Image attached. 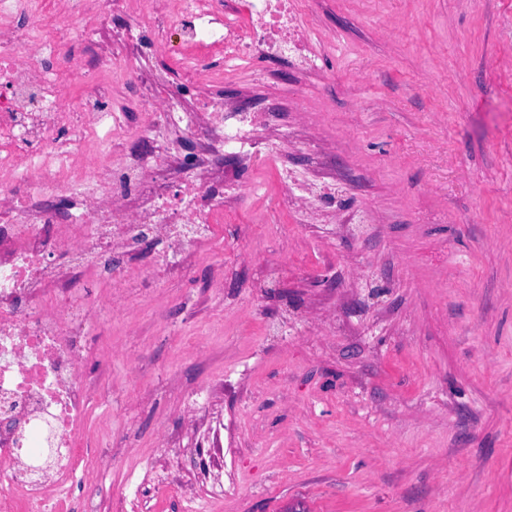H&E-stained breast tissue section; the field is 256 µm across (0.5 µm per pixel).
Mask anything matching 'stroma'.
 Segmentation results:
<instances>
[{
  "label": "stroma",
  "mask_w": 512,
  "mask_h": 512,
  "mask_svg": "<svg viewBox=\"0 0 512 512\" xmlns=\"http://www.w3.org/2000/svg\"><path fill=\"white\" fill-rule=\"evenodd\" d=\"M316 69L267 58L251 76L187 89L266 112L279 162L336 187L322 220L272 215L274 167L239 164L244 197L224 250L170 273L155 304L111 311L103 278L80 365L96 391L84 428L106 436L111 499L74 486L76 512H512V0H308ZM124 14L89 24L97 53L140 85L100 93L142 111L182 81ZM248 384L241 489L199 483L203 456L157 450L183 394ZM194 485L173 496L170 475Z\"/></svg>",
  "instance_id": "1"
}]
</instances>
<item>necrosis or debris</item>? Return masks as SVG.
<instances>
[{
    "mask_svg": "<svg viewBox=\"0 0 512 512\" xmlns=\"http://www.w3.org/2000/svg\"><path fill=\"white\" fill-rule=\"evenodd\" d=\"M98 0H0V410L19 421L18 439L0 438V512H71V488L97 493L110 460L94 458L97 443L83 436L91 393L79 372L80 324L90 318L81 282L107 269L112 297L131 306V280L121 254L142 249L146 230L169 240L144 273L161 288L178 256L204 252L213 241L203 227L224 215L225 197H240L236 171L222 158L272 161L279 149L257 137L260 112L204 103L185 112L175 101L153 103L136 121L95 107L103 74L130 80L113 59L80 71L89 44L73 36ZM135 6V23L155 27V44L177 58L189 82L218 74L211 55L234 64L233 75L274 57L309 69L324 42L311 30L306 0H117ZM207 18L212 37L190 32L188 14ZM82 73L81 98L64 94ZM177 127L196 138L198 154L183 166L180 200L152 190L157 163L169 152L161 130ZM132 139L152 143L151 155L129 165ZM197 447L207 449L205 482L239 490L226 454L241 442L221 413L200 411Z\"/></svg>",
    "mask_w": 512,
    "mask_h": 512,
    "instance_id": "necrosis-or-debris-1",
    "label": "necrosis or debris"
}]
</instances>
